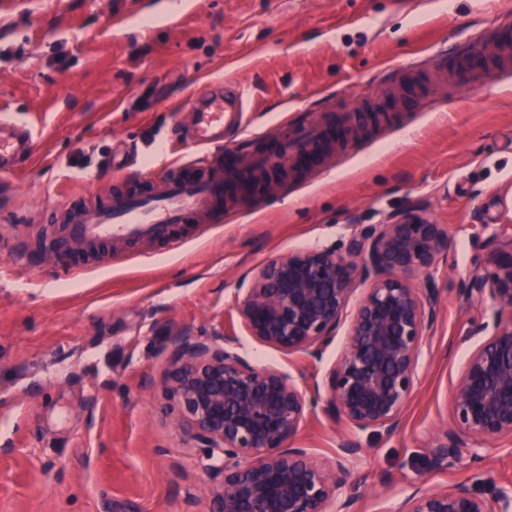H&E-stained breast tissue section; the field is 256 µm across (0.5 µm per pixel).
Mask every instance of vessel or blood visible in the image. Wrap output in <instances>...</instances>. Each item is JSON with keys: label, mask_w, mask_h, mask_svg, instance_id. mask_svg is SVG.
<instances>
[{"label": "vessel or blood", "mask_w": 512, "mask_h": 512, "mask_svg": "<svg viewBox=\"0 0 512 512\" xmlns=\"http://www.w3.org/2000/svg\"><path fill=\"white\" fill-rule=\"evenodd\" d=\"M423 87L442 83L449 89L478 90L492 73H512V26L502 25L488 37L449 47L445 66L412 65ZM250 109L249 99L235 79L207 85L188 109L181 136L192 148L223 147L205 175L186 174L152 180L149 194L105 192L103 203L73 211L56 234L66 251H91L97 245L127 238L163 243L176 249L175 225L212 224L224 215L228 199L256 201L272 173L282 170L300 175L314 169L344 143L351 132L352 112L329 110L327 120H313L285 131L274 128L255 137L249 164H242L236 147L226 141L228 130L239 129ZM31 129L8 115H0V174L20 172L31 160Z\"/></svg>", "instance_id": "vessel-or-blood-1"}]
</instances>
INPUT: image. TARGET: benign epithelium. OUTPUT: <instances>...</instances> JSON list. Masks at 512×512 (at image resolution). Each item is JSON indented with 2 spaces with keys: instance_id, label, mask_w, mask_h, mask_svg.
Segmentation results:
<instances>
[{
  "instance_id": "obj_1",
  "label": "benign epithelium",
  "mask_w": 512,
  "mask_h": 512,
  "mask_svg": "<svg viewBox=\"0 0 512 512\" xmlns=\"http://www.w3.org/2000/svg\"><path fill=\"white\" fill-rule=\"evenodd\" d=\"M446 238L442 225L410 206L364 226L344 253L295 252L248 270L236 312L254 341L320 362L346 330L343 352L311 386L253 364L233 332L166 337L164 389L177 401L182 427L205 449L208 468L221 476L209 490L211 512H354L362 496L359 443L340 436L327 467L294 440L319 407L353 434L392 437L400 430L420 379L423 343L442 315L435 283L415 288L406 276L431 273ZM483 250L484 271L460 288L483 311L452 386L453 426L430 448L446 466L469 449L476 478L486 472V446L512 440V233L491 236ZM358 280L368 288L349 314ZM399 512H512V486H493L488 496L467 483L450 491L417 488Z\"/></svg>"
}]
</instances>
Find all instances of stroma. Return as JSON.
Segmentation results:
<instances>
[{
    "mask_svg": "<svg viewBox=\"0 0 512 512\" xmlns=\"http://www.w3.org/2000/svg\"><path fill=\"white\" fill-rule=\"evenodd\" d=\"M166 2L0 0V113L30 124L35 142L0 205V512H209L219 477L164 391L165 336L237 326L247 270L296 251H344L361 225L411 203L448 233L432 274L443 313L401 431L358 437L355 510L396 512L414 489L469 481L468 454L438 467L429 448L452 425L451 386L478 314L460 284L482 267L479 239L512 230V77L424 93L408 67L512 23V0H185L175 15ZM228 73L254 102L252 132L392 90L411 109L368 124L327 172L272 181L261 205L177 226V250L115 243L57 269L42 242L97 189L204 168L201 152L163 144L204 83ZM22 247L31 264L14 260ZM242 343L254 364L309 380L341 350L315 362ZM338 430L318 411L295 444L329 466Z\"/></svg>",
    "mask_w": 512,
    "mask_h": 512,
    "instance_id": "obj_1",
    "label": "stroma"
}]
</instances>
